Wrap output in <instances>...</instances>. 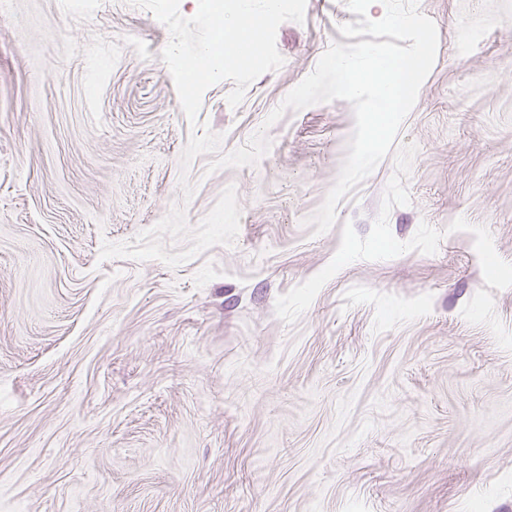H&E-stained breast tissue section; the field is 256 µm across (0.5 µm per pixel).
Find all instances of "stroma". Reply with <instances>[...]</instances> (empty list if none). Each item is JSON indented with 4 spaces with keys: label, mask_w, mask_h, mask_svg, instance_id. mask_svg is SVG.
I'll return each instance as SVG.
<instances>
[{
    "label": "stroma",
    "mask_w": 512,
    "mask_h": 512,
    "mask_svg": "<svg viewBox=\"0 0 512 512\" xmlns=\"http://www.w3.org/2000/svg\"><path fill=\"white\" fill-rule=\"evenodd\" d=\"M419 10L434 66L318 235L352 106L266 119L346 0L193 122L148 10L9 0L0 512H512V0Z\"/></svg>",
    "instance_id": "35a3bbf8"
}]
</instances>
